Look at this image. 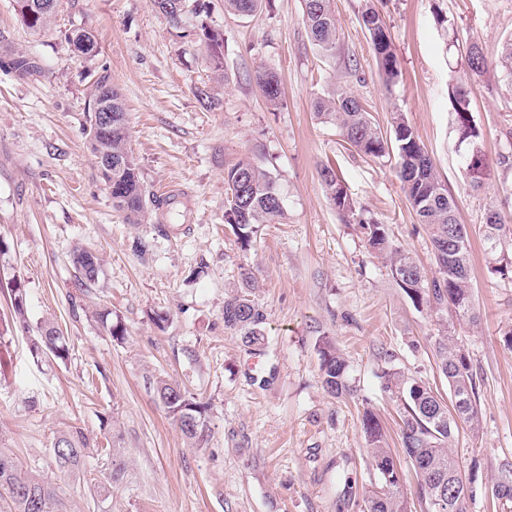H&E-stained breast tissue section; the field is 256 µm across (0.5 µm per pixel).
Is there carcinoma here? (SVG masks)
<instances>
[{
    "instance_id": "obj_1",
    "label": "carcinoma",
    "mask_w": 512,
    "mask_h": 512,
    "mask_svg": "<svg viewBox=\"0 0 512 512\" xmlns=\"http://www.w3.org/2000/svg\"><path fill=\"white\" fill-rule=\"evenodd\" d=\"M39 0H16L20 21L36 34L56 18L61 0H51L44 11L34 7ZM263 0H224V8L247 17L256 13ZM333 0H303V22L306 33L317 51L328 58L336 57L339 35ZM183 3L191 14L204 12L200 0H150L151 7L169 24L179 28L172 14ZM361 26L368 33L380 75L387 87L394 86L401 75L400 63L383 15L375 0H367L361 12ZM196 35L208 51L215 75L224 76V36L200 22ZM11 69L27 75L37 69L36 62L16 55L9 59ZM469 76L482 77L493 71L512 86V38L503 46L501 55L488 59L477 43H471L465 61ZM254 81L271 105L279 102L281 78L270 69H260ZM456 115L458 146L463 151L465 170L470 184L482 186L487 166L481 151V131L470 118L469 91L464 84L448 89ZM92 107L85 113L83 134L94 158L97 175L112 199V207L125 214L133 224L149 219L159 208L144 188L141 168L129 147V119L119 92L108 78H97L89 89ZM112 102V131L100 135L96 131V109ZM315 116L320 122L339 129L345 143L373 160L396 156V173L407 201L419 223L428 227L436 266L432 280L425 279L423 268L413 257L395 247L387 225L377 222L359 208L339 179L331 163L321 166L320 176L330 203L349 224L364 230L368 245L383 256L396 286L412 305L448 307L456 315L475 324L479 321L473 303L471 278V241L466 225L459 223L457 205L439 178L433 160L420 144L418 136L402 113L391 117L390 133L384 134L373 121L361 100L342 89L314 102ZM227 208L224 223L228 224L242 247H248L261 224H277L284 216V205L275 179L270 172L249 159L224 169ZM481 237L487 253L505 274L512 269V229L503 224L500 213L488 210L482 224ZM72 264L82 284L96 283L102 271L98 254L77 247L71 254ZM256 279L251 270L243 268L240 283L224 299V328L242 338L248 347L265 340L267 315L255 300ZM11 319L0 323V337L13 330L29 329L27 297L21 282L12 280L9 288ZM30 352L35 356L51 354L63 360L69 347L65 336L49 323L39 327L31 340ZM320 372L323 389L332 397L354 395L349 380V365L332 340L319 342ZM437 370L448 381L450 401H445L430 385L406 378L394 370L384 372L386 389L403 400L400 445L413 465L417 478L416 497L422 512H466V499L471 486L462 480L452 451L457 422L468 424L472 435L480 431L478 416V385L468 352L444 329L435 343ZM155 391L164 411L183 436L192 443L203 440L208 431V408L178 384L165 379L156 381ZM362 431L369 449L370 465L377 475L376 486L365 499L366 512H412L403 488V472L397 456L388 447L380 419L369 409L361 416ZM88 442L78 429L59 434L53 448L56 467L64 473H78L84 467ZM55 488L48 482L23 471L19 462L5 448H0V512H59Z\"/></svg>"
}]
</instances>
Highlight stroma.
Segmentation results:
<instances>
[{
	"label": "stroma",
	"mask_w": 512,
	"mask_h": 512,
	"mask_svg": "<svg viewBox=\"0 0 512 512\" xmlns=\"http://www.w3.org/2000/svg\"><path fill=\"white\" fill-rule=\"evenodd\" d=\"M204 20L224 35V80L194 36H178L149 0H63L50 29L34 35L14 0H0V277L21 280L31 327L54 323L69 355L33 358L28 333L0 339V448L56 489L62 512H363L375 477L361 430L364 407L380 418L389 447L400 445L399 398L387 369L448 395L434 346L441 328L468 351L479 390L480 431L455 433L463 477L473 478L467 512H512L491 489L512 471V280L491 270L480 227L488 209L512 225V87L495 73L470 81L472 118L489 169L468 185L456 149L448 87L465 79L477 41L496 59L512 37V0H383L381 10L402 76L386 89L360 24L364 0H334L340 50L321 57L302 22V0H271L238 17L224 0H203ZM447 26L436 21L437 13ZM92 30L100 47L76 56L69 29ZM38 64L4 67L16 51ZM281 77L279 105L253 76ZM108 75L128 112L129 145L149 194L170 187L181 227L155 217L129 223L99 180L81 131L88 86ZM205 88L215 103L203 108ZM354 92L389 130L403 112L454 195L470 232L478 326L448 309H416L368 247L343 223L319 174L333 162L359 206L389 225L396 245L434 276L427 227L413 213L394 159L372 160L320 123L312 101ZM248 159L276 178L281 223L261 225L249 249L224 226V170ZM83 246L102 258L84 286L70 262ZM259 282L265 345L246 351L224 328V299L241 267ZM166 317L156 327L155 315ZM126 327L124 340L109 333ZM332 338L346 358L356 397L321 384L318 344ZM179 384L209 405L210 430L190 445L159 405L155 382ZM81 428L89 443L82 472H59L56 437ZM126 462L110 478L105 449ZM111 480L99 500L94 481Z\"/></svg>",
	"instance_id": "stroma-1"
}]
</instances>
